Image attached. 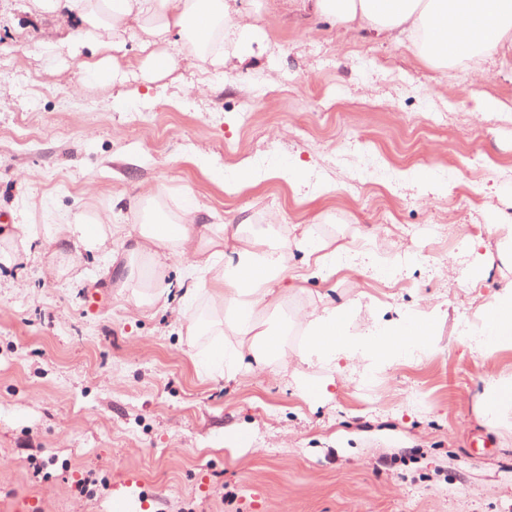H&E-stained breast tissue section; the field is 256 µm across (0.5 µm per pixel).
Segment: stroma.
Segmentation results:
<instances>
[{
	"label": "stroma",
	"instance_id": "obj_1",
	"mask_svg": "<svg viewBox=\"0 0 512 512\" xmlns=\"http://www.w3.org/2000/svg\"><path fill=\"white\" fill-rule=\"evenodd\" d=\"M244 63L152 76L134 35L109 73L70 48V23L0 0V225L31 235L0 265V512H115L137 480L146 512H512V419L477 394L512 376V348L477 351L476 312L512 270H489L512 214V55L475 81L408 39H365L301 0ZM502 103L475 117L476 100ZM252 107L253 118L240 114ZM161 185L213 224L279 225L335 241L327 280L289 313L355 300V334L434 312L432 352L329 397L199 373L179 291L143 309L102 270L122 240L57 271L53 228L86 213L132 228L130 197Z\"/></svg>",
	"mask_w": 512,
	"mask_h": 512
}]
</instances>
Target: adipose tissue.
<instances>
[{"instance_id":"1","label":"adipose tissue","mask_w":512,"mask_h":512,"mask_svg":"<svg viewBox=\"0 0 512 512\" xmlns=\"http://www.w3.org/2000/svg\"><path fill=\"white\" fill-rule=\"evenodd\" d=\"M318 17L371 37L408 35L427 63L449 70L474 63L475 79L485 73L481 61L504 46L512 47V0H308ZM36 11L70 19L72 44L93 43L117 50L134 34L148 50L153 71L164 74L180 62L196 68L244 61V47L254 30V16L240 0H33ZM167 45L177 54L164 53ZM164 187L142 191L128 202L135 230L122 247L119 285L137 305L159 302L165 291L167 263L186 259L190 285L183 300L184 339L203 373L228 379L272 369L287 372L286 335L300 326L301 363L326 370L339 359L365 361L373 374L391 361L431 352L430 313L421 320L396 321L367 336L348 335L344 325L350 304L315 306L296 316L286 308L292 286L288 256L311 257L310 274L335 268L337 248L303 233L281 236L274 226H214L200 208L169 206ZM117 227L83 214L58 228L64 253L110 242ZM478 337L485 354L512 347V281L498 288L478 315Z\"/></svg>"}]
</instances>
